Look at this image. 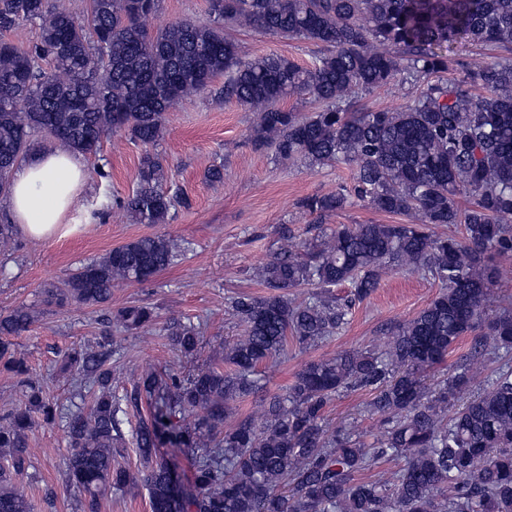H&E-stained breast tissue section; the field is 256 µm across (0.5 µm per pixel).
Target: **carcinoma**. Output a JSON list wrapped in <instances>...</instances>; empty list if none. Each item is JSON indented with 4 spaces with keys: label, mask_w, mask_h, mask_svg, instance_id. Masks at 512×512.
I'll return each mask as SVG.
<instances>
[{
    "label": "carcinoma",
    "mask_w": 512,
    "mask_h": 512,
    "mask_svg": "<svg viewBox=\"0 0 512 512\" xmlns=\"http://www.w3.org/2000/svg\"><path fill=\"white\" fill-rule=\"evenodd\" d=\"M159 0H89L87 16L49 0H0V194L36 137L83 157L105 135L124 132L145 147L162 137L166 112L206 91L224 75V98L258 112L251 138L279 159L311 168L348 164L355 194L372 208L401 214L407 224H340L292 248L288 239L255 271L260 297L238 296L231 308L244 335L224 350L229 372L216 363L192 374L148 375L130 394H112L107 362L117 337L97 349H72L68 367L95 388L88 408L66 416L71 453L65 481L84 494L86 512L100 497L136 476L116 464L125 448L122 426L142 400L135 449L146 464L141 480L151 512H512V368L455 409L470 387L471 364L456 369L434 394L423 374L441 364L464 336L481 353L512 352V308L491 316L488 303L496 257L512 255V0H210V23L175 22L155 36L144 21ZM36 23L39 41L22 49L6 34ZM324 48L311 68L283 55L245 59L222 24ZM459 41L491 44L509 58L456 61L438 51ZM52 67L44 69L41 61ZM405 74L423 85L414 104L370 111L353 95ZM306 95L319 110L302 116L281 101ZM158 156L142 157L136 188L118 202L135 224L167 223L174 199ZM349 204L342 191L315 196L305 207L321 216ZM437 224L460 225V237L439 236ZM15 225L0 224V249L16 248ZM185 248L162 236L116 247L44 289L45 302L102 306L112 288L143 283L176 263ZM389 271H415L441 291L410 320L389 330L380 350L348 349L307 363L283 393L263 392L256 368L288 340L308 347L339 332L352 305L379 287ZM346 284L349 297L303 286ZM35 314L19 307L0 318V367L20 378L24 406L0 418V512H31L14 485L31 455L35 419L52 424L58 406L25 378L28 368L9 340ZM153 321L152 308L126 306L109 326L130 332ZM172 345L186 356L201 345L198 327L176 321ZM368 388L381 435L367 444L339 427L327 433V409L341 392ZM261 394V420L224 427L230 403ZM191 454L192 489H180L159 448ZM401 458L391 479L358 474Z\"/></svg>",
    "instance_id": "1"
}]
</instances>
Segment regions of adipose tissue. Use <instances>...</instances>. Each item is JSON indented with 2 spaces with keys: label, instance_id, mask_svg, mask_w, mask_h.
Masks as SVG:
<instances>
[{
  "label": "adipose tissue",
  "instance_id": "ef3b65f1",
  "mask_svg": "<svg viewBox=\"0 0 512 512\" xmlns=\"http://www.w3.org/2000/svg\"><path fill=\"white\" fill-rule=\"evenodd\" d=\"M80 156L58 150L31 154L15 170L7 197L19 229L35 241L61 239L74 232L69 215L84 189Z\"/></svg>",
  "mask_w": 512,
  "mask_h": 512
}]
</instances>
